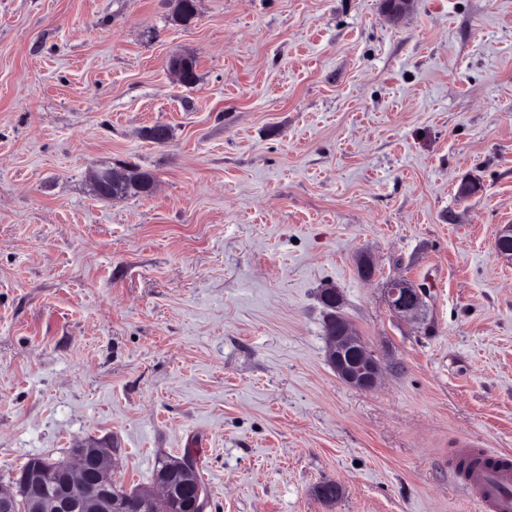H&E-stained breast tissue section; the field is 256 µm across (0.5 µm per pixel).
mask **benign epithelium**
Returning <instances> with one entry per match:
<instances>
[{"label": "benign epithelium", "mask_w": 512, "mask_h": 512, "mask_svg": "<svg viewBox=\"0 0 512 512\" xmlns=\"http://www.w3.org/2000/svg\"><path fill=\"white\" fill-rule=\"evenodd\" d=\"M412 0H383L385 12L392 18H400L408 12ZM191 56L176 55L168 60V69L182 85L194 83ZM90 179L94 193L104 200L120 199L123 187L134 183L141 192L151 194L155 183L132 169L117 166L98 167L91 171ZM386 302L389 310L408 322H420L426 311V290L405 277L393 278L385 286ZM321 299L332 310V327L326 336L328 362L343 383L360 391H373L380 384L385 367L356 332L353 324L341 316L339 309L343 303L342 294L335 289H326ZM112 449L78 448L61 466L64 478L48 487L44 482L41 463L30 464L22 476L24 495L33 504L36 512H81L84 503L73 493L76 486L87 485L92 497H111L115 482L112 479ZM148 502L155 512H201L199 499L183 503L175 497V492L163 483L139 497L133 503H123L121 508L138 507L140 502Z\"/></svg>", "instance_id": "obj_1"}]
</instances>
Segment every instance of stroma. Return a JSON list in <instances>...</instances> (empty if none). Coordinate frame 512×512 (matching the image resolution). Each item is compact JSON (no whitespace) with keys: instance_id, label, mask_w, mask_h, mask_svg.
Masks as SVG:
<instances>
[{"instance_id":"1","label":"stroma","mask_w":512,"mask_h":512,"mask_svg":"<svg viewBox=\"0 0 512 512\" xmlns=\"http://www.w3.org/2000/svg\"><path fill=\"white\" fill-rule=\"evenodd\" d=\"M102 163L153 193L100 200ZM503 224L512 0H0V485L103 445L128 489L192 452L205 512H481L456 462L512 456ZM328 287L401 366L373 391L328 362ZM389 310L408 322H420L426 311V290L405 277L393 278L385 286Z\"/></svg>"}]
</instances>
